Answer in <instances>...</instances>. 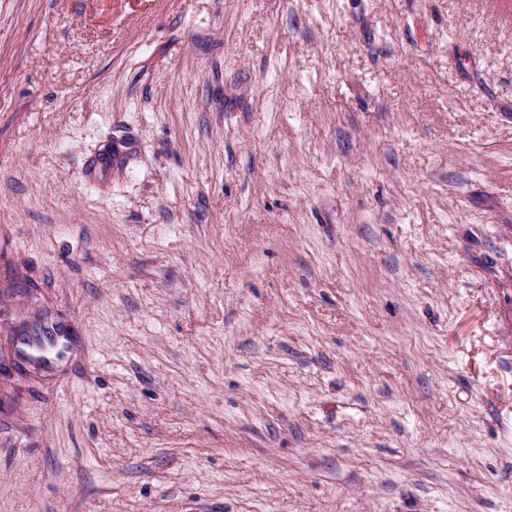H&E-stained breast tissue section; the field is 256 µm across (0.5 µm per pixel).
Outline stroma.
<instances>
[{"label": "stroma", "instance_id": "obj_1", "mask_svg": "<svg viewBox=\"0 0 512 512\" xmlns=\"http://www.w3.org/2000/svg\"><path fill=\"white\" fill-rule=\"evenodd\" d=\"M0 512H512V0H0ZM41 341L46 345L40 349L35 336L23 334L15 341L14 364L21 369L36 364L46 372H53L63 365L72 354L71 333L67 325L52 322L42 328Z\"/></svg>", "mask_w": 512, "mask_h": 512}]
</instances>
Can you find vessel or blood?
Here are the masks:
<instances>
[{
	"label": "vessel or blood",
	"mask_w": 512,
	"mask_h": 512,
	"mask_svg": "<svg viewBox=\"0 0 512 512\" xmlns=\"http://www.w3.org/2000/svg\"><path fill=\"white\" fill-rule=\"evenodd\" d=\"M71 333L67 325L52 322L44 326L41 337L18 336L15 341L14 364L16 368L35 364L52 372L63 365L72 354Z\"/></svg>",
	"instance_id": "b4317fda"
}]
</instances>
